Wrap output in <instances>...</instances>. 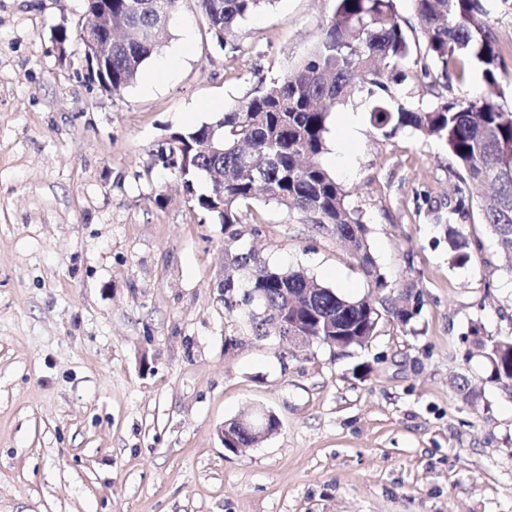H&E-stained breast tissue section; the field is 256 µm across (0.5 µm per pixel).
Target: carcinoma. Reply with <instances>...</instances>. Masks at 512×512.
<instances>
[{"label": "carcinoma", "mask_w": 512, "mask_h": 512, "mask_svg": "<svg viewBox=\"0 0 512 512\" xmlns=\"http://www.w3.org/2000/svg\"><path fill=\"white\" fill-rule=\"evenodd\" d=\"M86 20L79 38L83 51L103 36L100 11L112 5V27L132 36L112 42V58L104 71L87 70V79L114 94L130 86L146 62L168 36L166 17L182 0H86ZM275 0H199L208 34L221 49H235L239 21L273 5ZM427 43L426 56L446 80L464 79L465 64L483 67V80L499 85L502 58L487 20L483 0H415ZM410 43L397 21L394 0H336L325 31L314 50L296 69L254 89L232 111L210 123L180 132L176 145L181 160L171 169L184 183L194 207L222 224L238 223V207L257 193L266 200L304 215L313 224L330 227L347 244L352 256L375 288L388 287L371 256L358 211L349 207L335 176L322 164L329 114L337 105L365 87L375 97L370 110L372 127L387 136L410 129L441 143L452 161L457 197L452 214L468 212L476 204L498 246L512 254V112L492 98L441 96L428 108L392 103L390 84L403 82L401 70L410 55ZM208 139L220 141L219 153H203ZM224 173L210 182L205 194L196 193L201 175ZM452 261L465 265L483 251L460 225L446 228ZM252 287L264 288L269 308L279 305L280 289L298 295L315 288L312 311L299 314L311 334L319 331L312 317L331 315L338 336H373L385 312L402 324L418 313L419 296L407 288L369 310L363 298H348L318 283L300 270L281 272L262 267ZM472 346L489 362L493 379L512 382V337L477 339Z\"/></svg>", "instance_id": "carcinoma-1"}]
</instances>
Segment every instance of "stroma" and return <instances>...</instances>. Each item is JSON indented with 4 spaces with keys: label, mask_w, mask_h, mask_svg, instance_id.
<instances>
[{
    "label": "stroma",
    "mask_w": 512,
    "mask_h": 512,
    "mask_svg": "<svg viewBox=\"0 0 512 512\" xmlns=\"http://www.w3.org/2000/svg\"><path fill=\"white\" fill-rule=\"evenodd\" d=\"M505 71L473 94L512 111V0H487ZM336 0H275L213 46L182 0L159 50L115 95L88 82L77 37L85 0H0V512H512V393L462 338L512 336V272L479 210L461 223L484 251L453 265L446 150L390 136L358 93L329 119L322 164L368 227L377 267L413 288L409 324L381 320L345 351L257 334L252 252L350 297L381 298L328 229L255 199L222 224L193 209L155 153L211 122L261 79L313 51ZM412 53L399 101L456 97L426 70L413 0H395ZM69 39L58 46L55 34ZM360 116L334 157L345 113ZM469 380L468 402L457 386ZM268 410L278 433L234 454L226 421Z\"/></svg>",
    "instance_id": "1"
}]
</instances>
